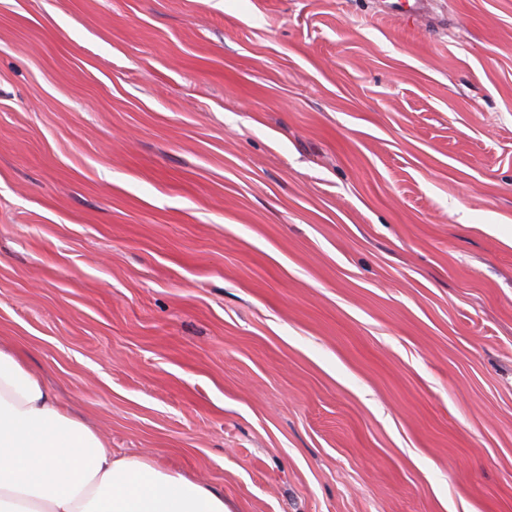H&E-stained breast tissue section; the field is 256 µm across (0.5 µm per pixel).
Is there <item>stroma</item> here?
I'll return each mask as SVG.
<instances>
[{
    "label": "stroma",
    "mask_w": 512,
    "mask_h": 512,
    "mask_svg": "<svg viewBox=\"0 0 512 512\" xmlns=\"http://www.w3.org/2000/svg\"><path fill=\"white\" fill-rule=\"evenodd\" d=\"M0 347L232 512H512V0H0Z\"/></svg>",
    "instance_id": "stroma-1"
}]
</instances>
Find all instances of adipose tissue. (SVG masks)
Masks as SVG:
<instances>
[{
    "label": "adipose tissue",
    "mask_w": 512,
    "mask_h": 512,
    "mask_svg": "<svg viewBox=\"0 0 512 512\" xmlns=\"http://www.w3.org/2000/svg\"><path fill=\"white\" fill-rule=\"evenodd\" d=\"M0 512H230L222 493L121 456L0 349Z\"/></svg>",
    "instance_id": "obj_1"
}]
</instances>
